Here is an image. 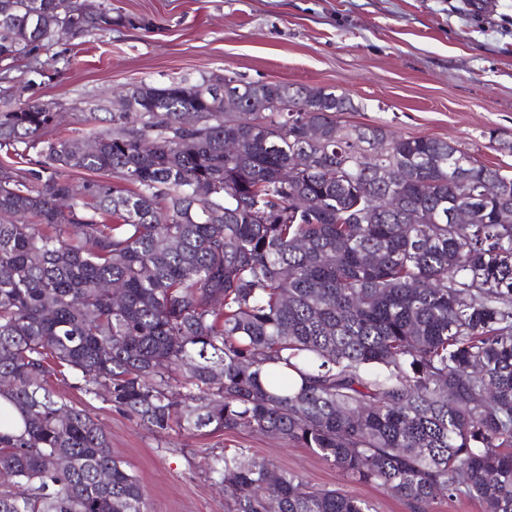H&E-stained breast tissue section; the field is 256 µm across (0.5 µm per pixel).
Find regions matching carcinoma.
<instances>
[{"instance_id": "obj_1", "label": "carcinoma", "mask_w": 512, "mask_h": 512, "mask_svg": "<svg viewBox=\"0 0 512 512\" xmlns=\"http://www.w3.org/2000/svg\"><path fill=\"white\" fill-rule=\"evenodd\" d=\"M123 21L103 0H0V64L62 24ZM122 99L84 154L47 137L51 108L0 106V397L24 420L0 433V512H149L102 424L50 388L66 374L150 430L308 448L410 512H512V173L348 124L361 105L325 88L211 75ZM458 171L500 184L464 227ZM208 469L224 512H372L249 448Z\"/></svg>"}]
</instances>
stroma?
Listing matches in <instances>:
<instances>
[{
	"instance_id": "obj_1",
	"label": "stroma",
	"mask_w": 512,
	"mask_h": 512,
	"mask_svg": "<svg viewBox=\"0 0 512 512\" xmlns=\"http://www.w3.org/2000/svg\"><path fill=\"white\" fill-rule=\"evenodd\" d=\"M127 25L57 40L0 72V92L56 107L57 131L79 136L90 101L142 82L218 74L330 87L361 103L354 124L452 142L512 171V0H112ZM54 392L106 428L112 453L146 490L151 512H224L211 454L249 448L312 485L409 512L387 489L348 478L309 449L246 431L149 430L86 394Z\"/></svg>"
}]
</instances>
